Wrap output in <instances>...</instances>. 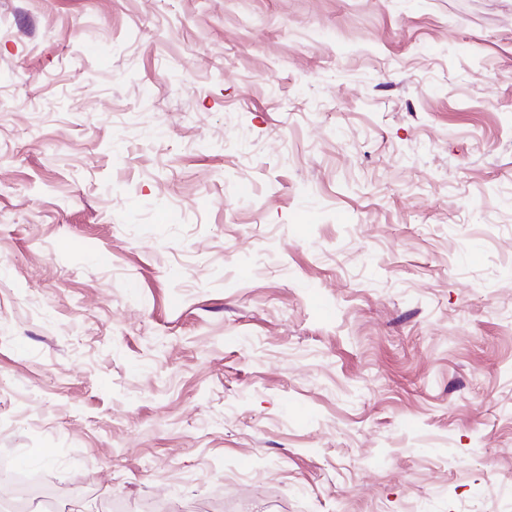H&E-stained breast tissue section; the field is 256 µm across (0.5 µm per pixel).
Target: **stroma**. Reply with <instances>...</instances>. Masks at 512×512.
I'll list each match as a JSON object with an SVG mask.
<instances>
[{"instance_id":"stroma-1","label":"stroma","mask_w":512,"mask_h":512,"mask_svg":"<svg viewBox=\"0 0 512 512\" xmlns=\"http://www.w3.org/2000/svg\"><path fill=\"white\" fill-rule=\"evenodd\" d=\"M52 512H512V0H0V464Z\"/></svg>"}]
</instances>
